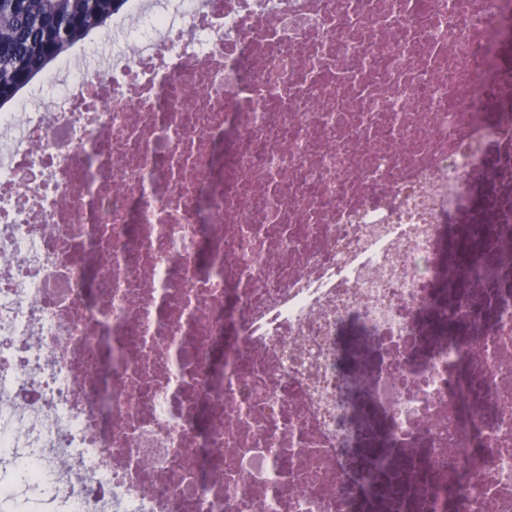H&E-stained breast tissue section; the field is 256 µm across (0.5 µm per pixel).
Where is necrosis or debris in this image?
<instances>
[{"label":"necrosis or debris","instance_id":"obj_1","mask_svg":"<svg viewBox=\"0 0 512 512\" xmlns=\"http://www.w3.org/2000/svg\"><path fill=\"white\" fill-rule=\"evenodd\" d=\"M0 112V512H512V0H128ZM81 43H84L88 47L87 58L89 60H96L104 52L112 51V30L108 28L104 31L94 33Z\"/></svg>","mask_w":512,"mask_h":512}]
</instances>
